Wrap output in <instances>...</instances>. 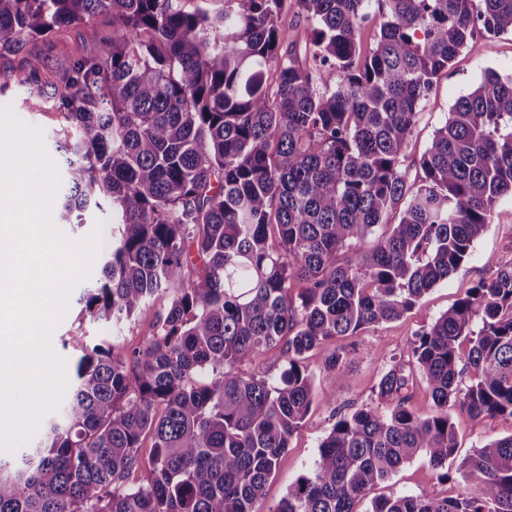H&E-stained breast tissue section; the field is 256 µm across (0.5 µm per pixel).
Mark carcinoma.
Wrapping results in <instances>:
<instances>
[{
  "label": "carcinoma",
  "mask_w": 512,
  "mask_h": 512,
  "mask_svg": "<svg viewBox=\"0 0 512 512\" xmlns=\"http://www.w3.org/2000/svg\"><path fill=\"white\" fill-rule=\"evenodd\" d=\"M286 2L0 0V55L110 17L105 49L71 58L50 96L41 60H27L30 108L51 99L70 129L52 213L112 206L89 314L121 322L173 291L126 357L73 344L60 410L34 445L0 456V512H255L313 404L304 355L410 312L512 196V73L489 69L456 100L417 184L404 155L418 104L456 55L512 35V0H293L311 32L303 48L280 23ZM374 5L378 40L363 56L357 30ZM270 349L284 360L278 382L234 372ZM409 358L435 415L409 408L410 374L391 362L377 404L337 417L312 471L269 512H356L418 456L447 481L451 412L512 419V265L416 334ZM346 360L335 351L324 370L339 382ZM146 435L152 469L127 486ZM458 474L454 496L376 498L370 512H512V435Z\"/></svg>",
  "instance_id": "carcinoma-1"
}]
</instances>
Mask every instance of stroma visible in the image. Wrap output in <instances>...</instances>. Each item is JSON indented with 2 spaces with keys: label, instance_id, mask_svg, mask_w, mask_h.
<instances>
[{
  "label": "stroma",
  "instance_id": "35a3bbf8",
  "mask_svg": "<svg viewBox=\"0 0 512 512\" xmlns=\"http://www.w3.org/2000/svg\"><path fill=\"white\" fill-rule=\"evenodd\" d=\"M111 30L108 17L101 15L87 26L63 28L48 37L30 41L27 51L42 57L47 66L53 68L72 55L102 51L103 40ZM23 66L22 57L0 56V83L5 86L4 91L0 92V106L11 107L27 123L43 128L49 154L56 162H63L64 154L56 147L62 119L53 111L32 112L24 108L27 93L13 81ZM489 68L512 72L511 35L490 41L479 38L470 43L448 70L440 74L429 97L418 105L419 120L405 148L409 180L420 178L418 161L434 132L445 123L454 102L478 85ZM509 265H512V197L506 196L495 206L492 221L475 241L470 256L447 281L429 291L411 312L399 320L366 328L357 335L329 340L306 353L303 363L313 375L314 401L268 479L263 496L255 505L257 512H270L287 495L296 480L313 468L318 446L334 422L335 410L352 412L376 405L378 382L392 358L406 356L417 332L479 282ZM94 285V280L89 279L73 289L67 314L52 335L54 349L71 365L78 358L70 347L75 339L90 345L107 344L119 357L140 346L144 338L152 333L158 312L163 311L171 300L170 293L159 294L134 317L115 324L91 316L85 310L83 297L87 289ZM337 350L348 355L347 373L339 383L322 367L327 356ZM452 420L458 442L455 455L448 461V469L452 472L456 471L463 459L473 455L486 443L512 435V420L508 418L474 419L457 412ZM458 488V482L440 481L437 471L424 458L418 457L405 464L390 480L374 487L368 499L358 503L357 509L358 512H369L372 499L378 497L416 495L424 490L445 497L453 495Z\"/></svg>",
  "mask_w": 512,
  "mask_h": 512
}]
</instances>
